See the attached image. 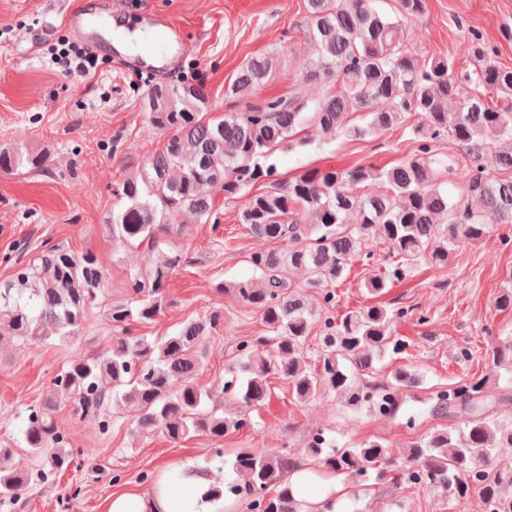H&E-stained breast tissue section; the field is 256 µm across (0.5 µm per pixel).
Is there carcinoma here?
<instances>
[{"label":"carcinoma","instance_id":"obj_1","mask_svg":"<svg viewBox=\"0 0 512 512\" xmlns=\"http://www.w3.org/2000/svg\"><path fill=\"white\" fill-rule=\"evenodd\" d=\"M378 2L304 0L305 34L313 47L304 79L336 83L334 92L312 105L280 96L217 116L201 83L148 90L142 108L167 140L118 183L106 228L114 241L155 250L153 265L129 276L126 299L106 305L114 331L110 348L70 362L46 396L18 416L20 437L0 446V505L16 501L32 476L47 483L72 465L74 434L61 431L56 421L63 405L70 406L74 423L94 418L103 434L115 425V405L131 416L137 432L159 431L173 441L222 438L246 425L247 418L226 417L208 406L211 392L197 384L206 341L223 322L219 312L187 320L160 339L135 336L131 328L171 305L168 282L182 254L158 249L159 235L180 232L182 225L172 220L181 213L218 223L210 193L216 186L233 198L265 184L263 192L244 199L237 218L252 235L276 244L251 255L259 277L216 286L218 292L232 288L244 305L260 311L269 332L240 345L241 359L224 389L250 407L262 406L270 399V379L278 378L287 381L296 403L334 391L351 406L367 403L386 416L397 412L399 392L417 387L416 373L401 366L379 387L365 381L380 355L405 352L407 341L391 328L414 309L378 302L331 316L337 303L331 286L351 262L371 265L380 244L388 268L365 282L379 298L421 265L445 268L460 245L483 241L498 225L512 226V176L493 175L512 171V108L493 109L486 102L489 89L512 98V69L498 66L484 47L478 49L479 67L461 72L450 57L417 54L399 29L423 14L425 0H398L393 17ZM274 63L272 55L245 61L225 85L224 99L248 100ZM351 112L363 113V122L349 123ZM396 126L407 131L416 149L387 169H313L283 180L270 162L280 149L307 145L308 139L296 138L305 127L329 141L341 135L376 140ZM448 139L465 153L467 164L437 157L434 145ZM44 166L42 153L0 150L2 172ZM450 175L462 183L456 197L448 193ZM368 182L378 190L356 194L347 188ZM353 213L358 222L349 224ZM291 269L305 271L307 287L320 290L318 307L309 306L291 284ZM109 280L93 254L61 243L45 246L0 281V346L77 341ZM320 317V355L313 366L304 345ZM488 356L512 365V338L493 341ZM511 401V394L489 390L482 379L438 391L433 413L464 421L410 443L400 456L379 440L338 449L320 433L311 438L305 463L287 453L241 450L228 491L242 490L249 512H300L303 502L293 496L289 477L309 463L321 481L341 475L358 487L374 471L395 486L441 488L458 505L477 495L485 512H512V496L503 493L512 486V422L493 415ZM15 448L25 449L36 474L14 466Z\"/></svg>","mask_w":512,"mask_h":512}]
</instances>
